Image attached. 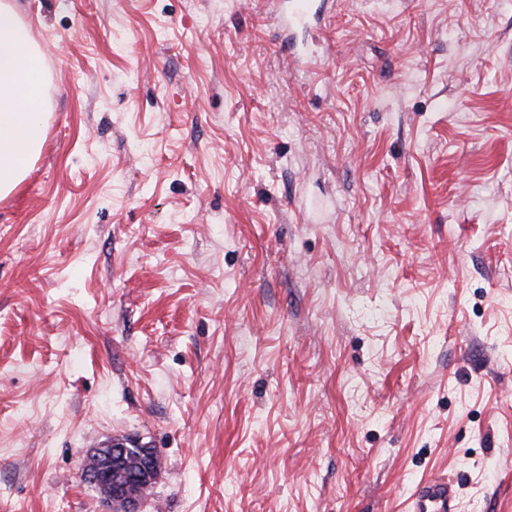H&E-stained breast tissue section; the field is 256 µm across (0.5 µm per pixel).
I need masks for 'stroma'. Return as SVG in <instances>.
Masks as SVG:
<instances>
[{"instance_id":"obj_1","label":"stroma","mask_w":512,"mask_h":512,"mask_svg":"<svg viewBox=\"0 0 512 512\" xmlns=\"http://www.w3.org/2000/svg\"><path fill=\"white\" fill-rule=\"evenodd\" d=\"M13 3L47 129L0 199V512H104L125 437L142 512H512V0ZM110 448L89 450L82 476L100 488L108 511L137 512L145 493L156 483L161 462L154 448L116 439ZM454 490L448 481L433 480L415 495L413 512H455Z\"/></svg>"}]
</instances>
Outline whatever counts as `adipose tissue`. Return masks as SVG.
<instances>
[{
    "label": "adipose tissue",
    "mask_w": 512,
    "mask_h": 512,
    "mask_svg": "<svg viewBox=\"0 0 512 512\" xmlns=\"http://www.w3.org/2000/svg\"><path fill=\"white\" fill-rule=\"evenodd\" d=\"M46 72L12 0H0V198L26 178L45 137Z\"/></svg>",
    "instance_id": "1"
}]
</instances>
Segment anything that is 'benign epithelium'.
<instances>
[{
    "label": "benign epithelium",
    "mask_w": 512,
    "mask_h": 512,
    "mask_svg": "<svg viewBox=\"0 0 512 512\" xmlns=\"http://www.w3.org/2000/svg\"><path fill=\"white\" fill-rule=\"evenodd\" d=\"M160 468L155 449L116 439L107 448L86 453L82 476L100 488L111 512H138L145 493L156 483Z\"/></svg>",
    "instance_id": "benign-epithelium-1"
}]
</instances>
